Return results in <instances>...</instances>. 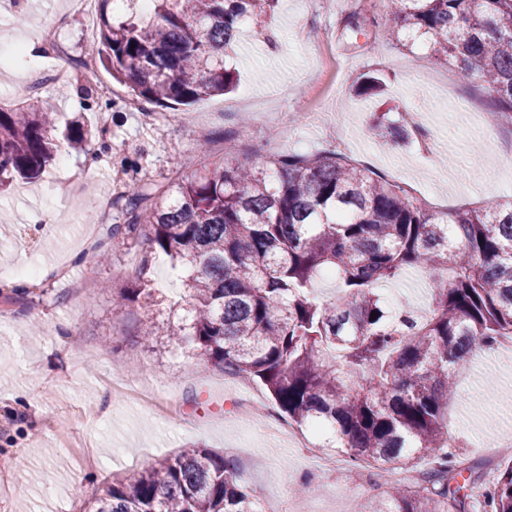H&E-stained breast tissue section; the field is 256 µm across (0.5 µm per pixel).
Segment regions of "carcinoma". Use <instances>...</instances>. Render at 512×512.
Listing matches in <instances>:
<instances>
[{
    "label": "carcinoma",
    "instance_id": "1",
    "mask_svg": "<svg viewBox=\"0 0 512 512\" xmlns=\"http://www.w3.org/2000/svg\"><path fill=\"white\" fill-rule=\"evenodd\" d=\"M98 0L94 58L132 97L168 108L230 90L224 52L247 18L277 0ZM395 26L423 38L432 61L453 60L482 82L495 118L512 125V0H399ZM358 12L347 29L369 35ZM371 130L393 143L407 130L381 114ZM52 108L23 90L0 107V187L40 177L54 160ZM114 239L144 238L168 257L183 303L155 320L151 280L119 291L143 310L142 339L175 338L200 360L260 382L299 428L323 430L321 448L354 461L422 456L434 467L414 488H393L358 512H468V477L448 453L453 374L478 347L512 333V200L438 214L398 185L335 151L244 162L216 160L194 176L132 193ZM438 274L431 312L386 304L380 286L405 269ZM335 279L328 300L315 291ZM376 312L378 316L371 317ZM234 461L190 448L131 479H112L93 512H258ZM487 512H512V464L484 493Z\"/></svg>",
    "mask_w": 512,
    "mask_h": 512
}]
</instances>
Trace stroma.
<instances>
[{
    "label": "stroma",
    "instance_id": "obj_1",
    "mask_svg": "<svg viewBox=\"0 0 512 512\" xmlns=\"http://www.w3.org/2000/svg\"><path fill=\"white\" fill-rule=\"evenodd\" d=\"M280 0L273 12L249 20L226 58L238 74L236 89L194 103L188 111L141 103L132 109L126 86L97 70L96 83L111 85L112 98L82 100L62 93L49 80L55 67L74 68L89 45L82 17L69 0H23L21 12L0 14V106L12 107L17 90L40 73L36 95L49 102L59 125L77 119L88 128H106V140L88 147L61 144L58 158L31 183L0 191V222L13 225L0 237V271L40 267L43 277L28 294L0 311V461H9L0 479V512H87L105 477H130L156 459L197 446L238 463V480L257 499L277 501L297 491L299 504L315 512H356L378 500L394 482L395 463L377 465L357 477L348 466L318 468L303 449L269 427L284 417L262 386L225 376L221 366L200 362L178 342L146 349L139 337L138 305L116 306L113 295L146 271L166 302L185 290L170 281L168 267L145 241H114L98 267L77 257L102 242L82 237L92 203L112 205V221L126 216L119 196L142 186L201 170L203 140L211 157L224 156L234 141L236 156L253 150L266 157L315 155L344 143L347 158L395 182L411 194L452 210L512 198V130L488 112L477 79L463 77L452 64H434L427 47L408 39L367 43L345 28L359 11L375 16L381 28L394 24L396 0ZM55 29L66 48L60 60L27 56L36 41L33 22ZM273 32L272 42L256 41L257 31ZM386 84L383 95L357 97L367 76ZM324 90L323 122H313L304 98ZM419 122L442 147L425 155L422 143H383L371 132L375 115ZM84 178L89 191L73 201L58 195V177ZM396 303L428 311L423 271L411 270L387 285ZM149 380L156 403L126 405L113 398L107 380ZM448 404V435L459 440L457 466H478L482 478L470 512H484L485 486L508 459L496 448L512 425V344L476 349L472 368L455 379ZM257 394L251 424L238 416L240 402Z\"/></svg>",
    "mask_w": 512,
    "mask_h": 512
}]
</instances>
